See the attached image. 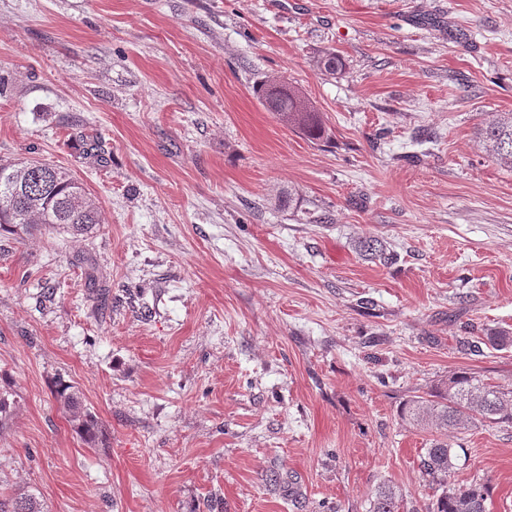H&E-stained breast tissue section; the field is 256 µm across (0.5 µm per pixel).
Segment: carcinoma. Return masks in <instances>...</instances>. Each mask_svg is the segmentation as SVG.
I'll return each instance as SVG.
<instances>
[{"label": "carcinoma", "mask_w": 512, "mask_h": 512, "mask_svg": "<svg viewBox=\"0 0 512 512\" xmlns=\"http://www.w3.org/2000/svg\"><path fill=\"white\" fill-rule=\"evenodd\" d=\"M254 93L280 120L312 140L324 137L317 113L305 98L285 80H259ZM480 135L486 152L503 164L512 165V113L494 112ZM102 223V213L83 184L70 172L50 163L0 162V231L15 236L27 234L44 224L74 236L92 232ZM55 396L68 413L76 433L90 448L101 442L97 417L86 408L73 386L63 381ZM401 418L433 434L421 456L424 472L438 485L440 494L432 512H487V489L471 483L449 486L448 476L456 467L457 443L448 434L480 422L512 425V389L487 382L461 371L432 387L425 395L408 400ZM403 493L394 485L382 484L369 504L368 512H401ZM0 512H42L30 495L11 501L0 499Z\"/></svg>", "instance_id": "obj_1"}]
</instances>
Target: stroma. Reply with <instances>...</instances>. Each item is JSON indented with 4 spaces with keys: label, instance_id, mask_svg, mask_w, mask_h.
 <instances>
[{
    "label": "stroma",
    "instance_id": "stroma-1",
    "mask_svg": "<svg viewBox=\"0 0 512 512\" xmlns=\"http://www.w3.org/2000/svg\"><path fill=\"white\" fill-rule=\"evenodd\" d=\"M263 77L326 138L269 112ZM493 112H512V0H0V159L68 169L103 216L0 237V499L368 512L385 482L429 512V435L401 403L459 370L512 388V347L483 342L512 330ZM60 379L106 447L74 432ZM460 444L451 483L512 512V426ZM254 93L280 120L294 130L301 131L312 140L323 139V129L317 112L311 109L305 98L285 80H259L253 86Z\"/></svg>",
    "mask_w": 512,
    "mask_h": 512
}]
</instances>
